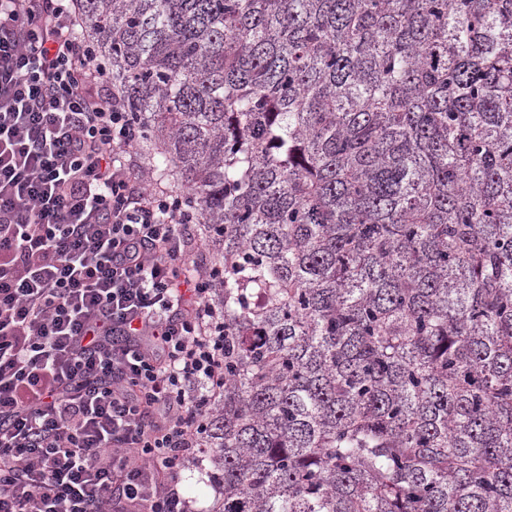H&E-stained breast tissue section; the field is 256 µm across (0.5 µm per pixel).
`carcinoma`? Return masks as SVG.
I'll return each instance as SVG.
<instances>
[{"label": "carcinoma", "mask_w": 512, "mask_h": 512, "mask_svg": "<svg viewBox=\"0 0 512 512\" xmlns=\"http://www.w3.org/2000/svg\"><path fill=\"white\" fill-rule=\"evenodd\" d=\"M224 270L208 512H512V0H78Z\"/></svg>", "instance_id": "1"}]
</instances>
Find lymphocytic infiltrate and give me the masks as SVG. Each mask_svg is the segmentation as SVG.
<instances>
[{
    "mask_svg": "<svg viewBox=\"0 0 512 512\" xmlns=\"http://www.w3.org/2000/svg\"><path fill=\"white\" fill-rule=\"evenodd\" d=\"M80 24L0 0V512H190L224 312Z\"/></svg>",
    "mask_w": 512,
    "mask_h": 512,
    "instance_id": "lymphocytic-infiltrate-1",
    "label": "lymphocytic infiltrate"
}]
</instances>
